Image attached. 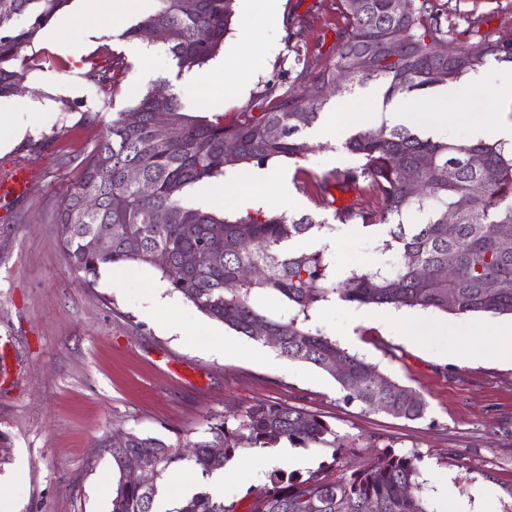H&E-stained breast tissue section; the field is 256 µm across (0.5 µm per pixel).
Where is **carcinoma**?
<instances>
[{
  "label": "carcinoma",
  "instance_id": "obj_1",
  "mask_svg": "<svg viewBox=\"0 0 512 512\" xmlns=\"http://www.w3.org/2000/svg\"><path fill=\"white\" fill-rule=\"evenodd\" d=\"M70 2L0 0V97L13 95L38 66L34 58L20 56L21 49L32 45ZM155 2L154 10L121 37L134 39L150 25L165 28L167 50L180 74L215 59L233 22L234 0H195L191 11L184 0ZM338 2L347 29L334 59L317 70L301 71L304 89L272 97L259 115L231 124L222 117L201 120L184 112L177 93L162 97L152 89L132 108L140 115L137 125H126L124 113H117L82 160L79 182L60 201L57 235L71 267L88 282H95L101 268L109 265H153L173 290L225 327L261 341L254 326L263 325L279 338L281 356L328 373L345 402L376 410L384 399L387 414L417 420L428 408L420 393L313 329L312 319L337 300L452 314H512V237L499 232L500 225L512 224V150L496 142L434 141L384 121L352 133L344 148L356 157V165L324 174L317 189L324 199L334 183L368 188L375 195V207L337 208L333 218L342 223L357 220L365 228L389 226L381 250L400 253L403 264L390 271L380 266L352 268L339 281L328 242L311 251L292 249L294 241L319 234L325 222L262 209L229 218L184 202L189 188L219 179L230 169L305 155L310 146L299 136L319 120L329 103L322 89L339 77L345 93L377 83L388 101L456 82L490 59L512 64V42L487 39L483 53H472L450 23L446 2ZM124 70V57L114 52L105 65L92 66L87 77L110 98L117 74ZM160 120L169 127L162 140L154 133ZM227 141L236 144L234 151L224 150ZM130 167L139 170L136 182L126 179ZM410 172L416 175L414 190L406 181ZM476 183L483 193L457 213L455 232L448 235V211L470 195ZM87 197L95 198L96 206L84 212L80 205ZM157 211L168 213L169 223H154ZM412 211L423 216L421 223H404ZM108 225L109 246L90 248L91 238ZM159 253L166 255V263L155 260ZM188 253L196 255L191 265L183 262ZM253 266L264 274L245 276ZM445 267L452 268V276L440 275ZM259 294L285 300L287 310L269 316L255 304ZM338 359L344 364L341 373L331 367ZM234 420L232 425L226 419L213 423L207 436L187 435L176 446L126 433L124 445L112 448L119 478L110 512H154L160 484L172 471L186 468L205 480L244 449L277 448L285 442L294 448L343 447L342 437L320 416L290 405L259 402ZM132 457L150 462L149 485L128 479L127 461ZM269 480L271 487L253 498L249 512H428L415 458L386 449L374 453L364 466H347L337 475L322 468L305 477L278 469ZM177 512H234V504L204 485Z\"/></svg>",
  "mask_w": 512,
  "mask_h": 512
}]
</instances>
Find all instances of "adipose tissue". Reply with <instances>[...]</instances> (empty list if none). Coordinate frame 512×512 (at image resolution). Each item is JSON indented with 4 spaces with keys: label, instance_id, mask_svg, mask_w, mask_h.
<instances>
[{
    "label": "adipose tissue",
    "instance_id": "obj_1",
    "mask_svg": "<svg viewBox=\"0 0 512 512\" xmlns=\"http://www.w3.org/2000/svg\"><path fill=\"white\" fill-rule=\"evenodd\" d=\"M238 42L245 59L242 63L224 68V86L241 91L251 75L265 60L260 42L251 26H244L238 34ZM471 95L482 107L470 120L472 140L505 142L512 145V120L501 115L503 104H512V68L489 72L479 69L470 72L466 78ZM456 91L443 88L437 95L422 101L396 97L386 112H354L348 118L349 124L372 126L381 121L392 125H403L417 129L424 136L436 141H447L449 111L454 106ZM247 189L237 191V205L240 210H258L270 203L269 197L261 190L269 182L287 183L285 174L264 168L251 169L243 174ZM415 339L426 336L441 337L445 353L455 360L492 359L512 362V325L487 327L472 323L450 322L424 329L413 327Z\"/></svg>",
    "mask_w": 512,
    "mask_h": 512
}]
</instances>
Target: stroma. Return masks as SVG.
Segmentation results:
<instances>
[{"label":"stroma","mask_w":512,"mask_h":512,"mask_svg":"<svg viewBox=\"0 0 512 512\" xmlns=\"http://www.w3.org/2000/svg\"><path fill=\"white\" fill-rule=\"evenodd\" d=\"M153 0H128L125 8L73 20L62 39L41 31L24 56L40 64L15 93L18 122L33 127L20 139L0 127V173L22 168L25 193L0 202V481L23 471L10 491L15 512H110L118 477L110 441L134 432L175 445L203 436L210 424L240 414L259 401L283 403L322 417L343 437L344 461L362 466L373 448L416 457L422 496L431 512H512V366L496 361H456L443 343H413L407 319L431 327L448 320L432 308L406 309V321L380 320V306L336 302L313 326L349 353L424 396V418L407 421L343 401L334 379L312 365L291 361L210 320L155 267H105L95 282L74 272L58 243L54 215L78 181L80 162L104 132V123L132 108L138 94L168 80L182 92L188 114L209 121L258 115L269 89L297 90L299 71L332 59L345 31L337 0H279L282 22L272 27L236 14L224 39L236 45L239 29L253 24L266 49L263 68L241 95L223 92V57L187 84L163 41L148 58L122 38ZM452 21L467 46L486 39L512 42V0H457ZM480 17L468 28V15ZM124 55L110 105L89 80L91 63L111 52ZM75 104L65 112L62 102ZM305 157L278 160L291 179L287 191L267 185L272 209L311 214L331 223L337 243L336 276L350 265L374 267L400 255L381 253L386 226L365 228L334 221L314 182L322 173L351 167L343 146L304 134ZM237 173L199 185L190 199L208 210L236 215L228 189ZM267 455L247 451L216 496L248 512L267 488Z\"/></svg>","instance_id":"1"}]
</instances>
